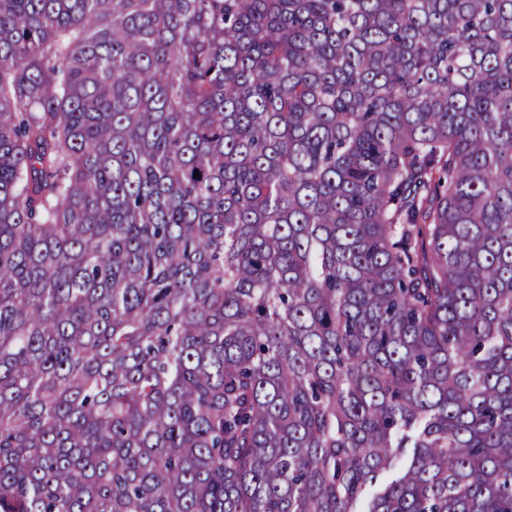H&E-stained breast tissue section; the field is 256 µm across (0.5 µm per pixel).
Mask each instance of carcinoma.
<instances>
[{"mask_svg": "<svg viewBox=\"0 0 512 512\" xmlns=\"http://www.w3.org/2000/svg\"><path fill=\"white\" fill-rule=\"evenodd\" d=\"M0 512H512V0H0Z\"/></svg>", "mask_w": 512, "mask_h": 512, "instance_id": "1", "label": "carcinoma"}]
</instances>
